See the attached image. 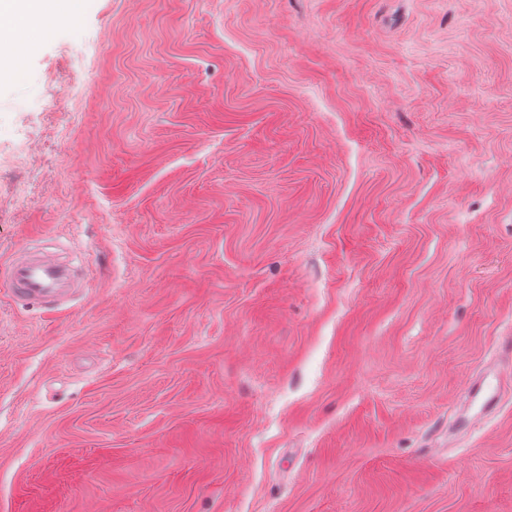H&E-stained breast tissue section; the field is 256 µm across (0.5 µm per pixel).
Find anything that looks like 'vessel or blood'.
Here are the masks:
<instances>
[{
	"instance_id": "b4317fda",
	"label": "vessel or blood",
	"mask_w": 512,
	"mask_h": 512,
	"mask_svg": "<svg viewBox=\"0 0 512 512\" xmlns=\"http://www.w3.org/2000/svg\"><path fill=\"white\" fill-rule=\"evenodd\" d=\"M13 298L25 302H39L45 307H54L67 301L78 282L66 265L54 254L19 249L0 270Z\"/></svg>"
}]
</instances>
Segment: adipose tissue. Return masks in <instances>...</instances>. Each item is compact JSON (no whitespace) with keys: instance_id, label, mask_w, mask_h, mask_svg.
<instances>
[{"instance_id":"ef3b65f1","label":"adipose tissue","mask_w":512,"mask_h":512,"mask_svg":"<svg viewBox=\"0 0 512 512\" xmlns=\"http://www.w3.org/2000/svg\"><path fill=\"white\" fill-rule=\"evenodd\" d=\"M81 0H0V78L20 77L21 50L15 43L22 24L38 16L61 13L77 19Z\"/></svg>"}]
</instances>
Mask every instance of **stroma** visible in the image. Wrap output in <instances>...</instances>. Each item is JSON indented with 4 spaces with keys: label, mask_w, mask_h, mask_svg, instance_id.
<instances>
[{
    "label": "stroma",
    "mask_w": 512,
    "mask_h": 512,
    "mask_svg": "<svg viewBox=\"0 0 512 512\" xmlns=\"http://www.w3.org/2000/svg\"><path fill=\"white\" fill-rule=\"evenodd\" d=\"M28 27L0 262L90 283L0 289V512H512V0ZM4 280L11 295L25 302H39L46 308L67 301L79 282L71 269L54 254L26 246L14 253L3 268ZM81 286V285H80Z\"/></svg>",
    "instance_id": "stroma-1"
}]
</instances>
